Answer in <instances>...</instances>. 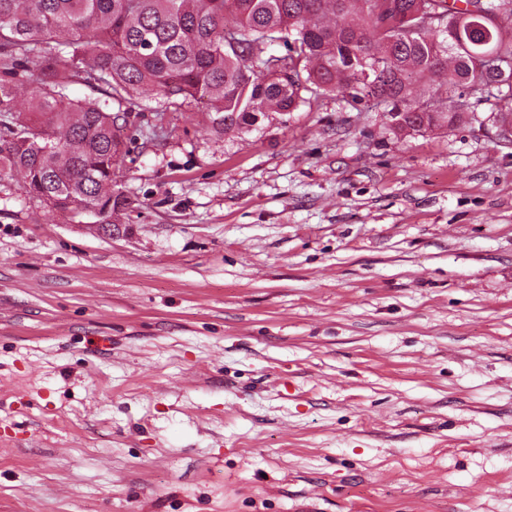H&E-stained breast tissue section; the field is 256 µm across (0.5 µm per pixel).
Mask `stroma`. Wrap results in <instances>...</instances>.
Masks as SVG:
<instances>
[{
  "mask_svg": "<svg viewBox=\"0 0 512 512\" xmlns=\"http://www.w3.org/2000/svg\"><path fill=\"white\" fill-rule=\"evenodd\" d=\"M113 235L0 182V512H512V144L333 94L144 110Z\"/></svg>",
  "mask_w": 512,
  "mask_h": 512,
  "instance_id": "stroma-1",
  "label": "stroma"
}]
</instances>
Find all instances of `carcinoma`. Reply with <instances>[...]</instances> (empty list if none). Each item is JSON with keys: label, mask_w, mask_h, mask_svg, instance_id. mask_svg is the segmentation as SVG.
I'll return each mask as SVG.
<instances>
[{"label": "carcinoma", "mask_w": 512, "mask_h": 512, "mask_svg": "<svg viewBox=\"0 0 512 512\" xmlns=\"http://www.w3.org/2000/svg\"><path fill=\"white\" fill-rule=\"evenodd\" d=\"M475 1L488 15L468 16ZM500 12L512 0H0V181L19 173L29 199L56 209L130 207L112 192V159L145 95L157 112L202 102L219 131L288 114L304 91L372 100L394 134L474 122L479 105L512 100ZM487 53L492 70L477 64ZM422 81L426 100L411 96ZM74 84L96 95L73 98ZM459 88L464 110L448 102Z\"/></svg>", "instance_id": "obj_1"}]
</instances>
